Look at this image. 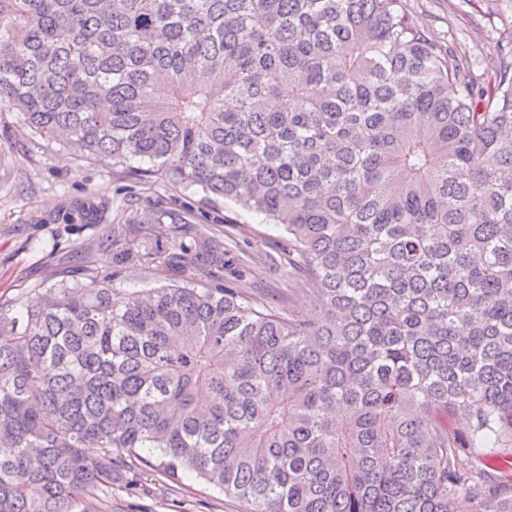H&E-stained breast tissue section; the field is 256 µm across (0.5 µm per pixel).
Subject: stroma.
Listing matches in <instances>:
<instances>
[{
    "label": "stroma",
    "mask_w": 512,
    "mask_h": 512,
    "mask_svg": "<svg viewBox=\"0 0 512 512\" xmlns=\"http://www.w3.org/2000/svg\"><path fill=\"white\" fill-rule=\"evenodd\" d=\"M418 23L437 40L457 37L474 55L482 71L499 63L501 44L512 40V0H407ZM91 198L101 207L97 224H66L61 220L70 202ZM160 204L176 217L157 235L145 224L148 205ZM127 230L128 247L161 250L173 237L190 238L208 224L234 225L240 248L270 254L265 264L247 268L245 278L261 288L291 289L289 309L296 315L312 311V295L295 289L298 279L286 253L275 250L282 231L263 216L242 210L224 199L205 200L158 175L149 182L127 178L111 163L81 156L61 143H47L26 129L15 112L0 113V301L12 316L39 302L50 288L85 281L89 272L115 274L116 287L134 291L162 280L159 266H116L111 248L97 241L110 225ZM86 249L89 262L75 253ZM139 492L113 487L109 512H242L237 500L205 484L186 479L173 483L159 471L139 475Z\"/></svg>",
    "instance_id": "35a3bbf8"
}]
</instances>
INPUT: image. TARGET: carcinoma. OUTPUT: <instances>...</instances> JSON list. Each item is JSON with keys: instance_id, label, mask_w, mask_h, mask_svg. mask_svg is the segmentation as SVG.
Here are the masks:
<instances>
[{"instance_id": "cac0c4a2", "label": "carcinoma", "mask_w": 512, "mask_h": 512, "mask_svg": "<svg viewBox=\"0 0 512 512\" xmlns=\"http://www.w3.org/2000/svg\"><path fill=\"white\" fill-rule=\"evenodd\" d=\"M2 111L282 226L316 306L209 226L158 287L1 303L0 512L105 508L116 458L246 512H512V41L486 76L405 0H0Z\"/></svg>"}]
</instances>
